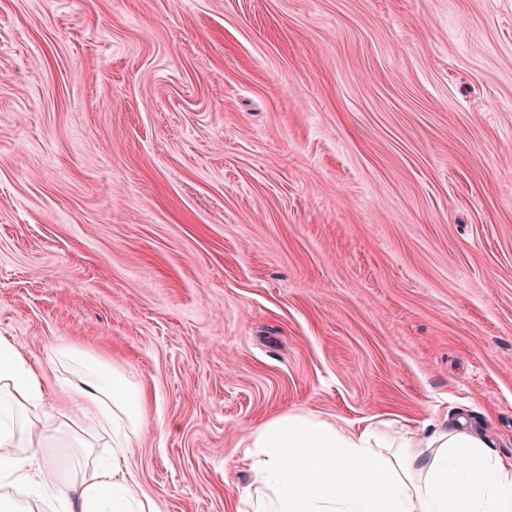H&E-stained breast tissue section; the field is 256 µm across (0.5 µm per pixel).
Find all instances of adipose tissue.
<instances>
[{
    "label": "adipose tissue",
    "mask_w": 512,
    "mask_h": 512,
    "mask_svg": "<svg viewBox=\"0 0 512 512\" xmlns=\"http://www.w3.org/2000/svg\"><path fill=\"white\" fill-rule=\"evenodd\" d=\"M50 362L78 365L60 378L112 458L87 456L80 479L62 481L46 458L45 371L0 336V512H156L127 458L144 419L145 395L108 363L59 347ZM260 494L252 512H512V458L491 449L465 419L419 433L381 436L305 410L270 417L239 443Z\"/></svg>",
    "instance_id": "1"
}]
</instances>
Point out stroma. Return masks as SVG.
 Listing matches in <instances>:
<instances>
[{"mask_svg":"<svg viewBox=\"0 0 512 512\" xmlns=\"http://www.w3.org/2000/svg\"><path fill=\"white\" fill-rule=\"evenodd\" d=\"M0 336L143 388L159 512L297 409L512 457V0H0Z\"/></svg>","mask_w":512,"mask_h":512,"instance_id":"35a3bbf8","label":"stroma"}]
</instances>
